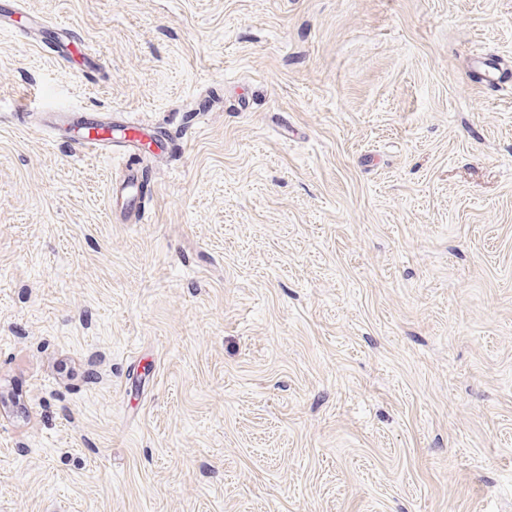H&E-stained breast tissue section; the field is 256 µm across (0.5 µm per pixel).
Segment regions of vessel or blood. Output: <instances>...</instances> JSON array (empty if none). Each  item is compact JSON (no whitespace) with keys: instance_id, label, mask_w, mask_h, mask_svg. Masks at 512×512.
<instances>
[{"instance_id":"obj_1","label":"vessel or blood","mask_w":512,"mask_h":512,"mask_svg":"<svg viewBox=\"0 0 512 512\" xmlns=\"http://www.w3.org/2000/svg\"><path fill=\"white\" fill-rule=\"evenodd\" d=\"M58 41L53 50L64 67H75L77 60H89L90 47L79 43L72 30L62 24L52 26ZM79 44V54H72L71 44ZM48 126L59 132L65 144L87 155L100 157L122 149L130 162L127 175L112 183L110 195V216L123 224L141 223L145 213L143 202L146 198L137 165L143 149L152 144H161L164 151L172 153L178 150L177 140L130 121H115L108 112H70L59 109L47 116Z\"/></svg>"}]
</instances>
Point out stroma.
Masks as SVG:
<instances>
[{
  "label": "stroma",
  "mask_w": 512,
  "mask_h": 512,
  "mask_svg": "<svg viewBox=\"0 0 512 512\" xmlns=\"http://www.w3.org/2000/svg\"><path fill=\"white\" fill-rule=\"evenodd\" d=\"M20 2L0 512H512V0ZM59 107L183 139L145 223ZM22 17H26L30 23L31 27L29 29L32 30H40L43 28H51L56 32L58 37V43H54L50 45L53 48V51L57 54V56L61 59V63L65 68H75L76 65H83L86 61H92L90 57V47L88 44H85L81 39L77 38L73 34V31L62 24L52 23L51 25H47L42 17L35 14H23L20 12L16 13ZM70 44H78L80 47V55L82 58V62H77L74 59L73 53L70 51L68 46Z\"/></svg>",
  "instance_id": "stroma-1"
}]
</instances>
